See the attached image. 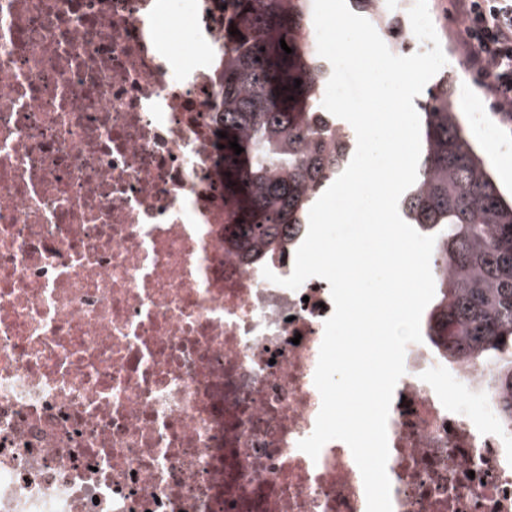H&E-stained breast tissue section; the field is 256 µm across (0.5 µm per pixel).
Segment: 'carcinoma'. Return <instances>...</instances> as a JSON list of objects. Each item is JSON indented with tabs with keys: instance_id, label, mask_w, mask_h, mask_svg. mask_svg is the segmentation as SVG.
<instances>
[{
	"instance_id": "1",
	"label": "carcinoma",
	"mask_w": 512,
	"mask_h": 512,
	"mask_svg": "<svg viewBox=\"0 0 512 512\" xmlns=\"http://www.w3.org/2000/svg\"><path fill=\"white\" fill-rule=\"evenodd\" d=\"M224 18V198L234 239L260 257L296 234L312 202L336 175L341 136L315 124L324 78L301 36L309 0H229ZM239 33L230 34V28ZM292 49L287 54L280 40ZM300 87H295V80ZM443 81L418 103L423 148L403 199L413 224L434 231L436 301L428 336L453 364L475 359L486 388L512 425V201L508 202L454 110ZM244 148L235 154L229 142Z\"/></svg>"
}]
</instances>
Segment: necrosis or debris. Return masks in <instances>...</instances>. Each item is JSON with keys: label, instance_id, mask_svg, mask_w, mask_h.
<instances>
[{"label": "necrosis or debris", "instance_id": "obj_1", "mask_svg": "<svg viewBox=\"0 0 512 512\" xmlns=\"http://www.w3.org/2000/svg\"><path fill=\"white\" fill-rule=\"evenodd\" d=\"M414 0H378L392 53ZM188 22L172 53L157 20ZM218 0H0V512H366L314 430L329 283L224 234ZM482 367L409 345L392 512H512Z\"/></svg>", "mask_w": 512, "mask_h": 512}]
</instances>
